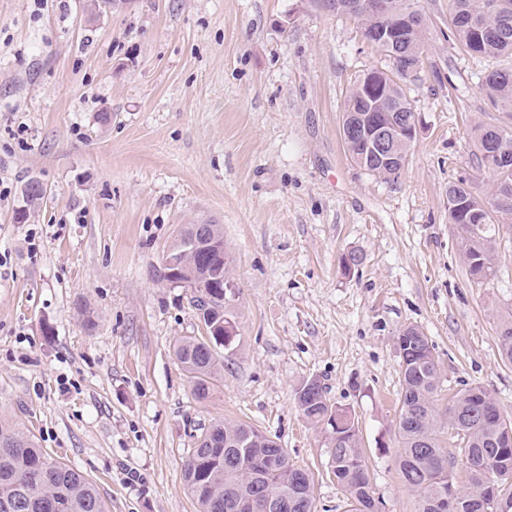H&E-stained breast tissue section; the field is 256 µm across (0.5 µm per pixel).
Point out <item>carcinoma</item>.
<instances>
[{"instance_id": "carcinoma-1", "label": "carcinoma", "mask_w": 512, "mask_h": 512, "mask_svg": "<svg viewBox=\"0 0 512 512\" xmlns=\"http://www.w3.org/2000/svg\"><path fill=\"white\" fill-rule=\"evenodd\" d=\"M448 0L454 37L471 54L496 58L512 56V0ZM395 11L419 14L413 37L396 49L388 69H371L349 89L342 138L361 169L395 180L404 169L411 140L396 144L397 159L367 151L359 133L347 134L358 117L374 112L397 118L395 108L411 107L404 73L409 57H420L428 27L416 0H392ZM481 90L501 112H512V69L493 68ZM474 145L481 168L492 179L490 195L465 180L448 186V204L457 200L471 215L469 222L448 209L455 226L460 254L470 275L480 281L495 273L496 226L512 219V128L478 127ZM207 235L218 241L210 255H186L183 263L203 260L217 267L222 279L207 289L216 322L224 318V303L236 296L230 261L222 249L224 233L207 225ZM501 359L512 365V314L498 324ZM399 357L401 397L396 420L399 439L398 469L405 486L418 496L417 512H438L434 504L451 500L456 512H512V419L504 415L495 397L482 386L458 391L445 413L437 407L443 379L433 345L413 324L400 329L395 340ZM188 375L193 393L208 397L213 381L224 371V342L211 337H184L173 346ZM295 400L312 423L328 427L332 448L331 472L346 494V512H377L378 504L362 448L358 421L351 411L331 403L319 380L303 382ZM458 445L465 459L466 480L456 477V456L442 446L441 437ZM181 478L199 512H315L311 473L293 463L288 452L261 430L244 423L219 420L201 434L186 457ZM0 512H109L95 485L71 466L50 459L27 434L0 422Z\"/></svg>"}]
</instances>
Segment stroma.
<instances>
[{
  "mask_svg": "<svg viewBox=\"0 0 512 512\" xmlns=\"http://www.w3.org/2000/svg\"><path fill=\"white\" fill-rule=\"evenodd\" d=\"M418 5L419 127L386 182L341 137L351 84L388 63L350 16L308 0H0V421L81 471L110 512H198L181 467L225 419L311 470L316 512H346L328 432L295 400L313 378L358 419L382 512H417L396 464L395 338L410 323L433 344L440 402L480 385L512 416L497 345L512 231L481 282L448 222L450 184L491 181L475 128L512 117L481 92L495 62L454 40L448 0ZM32 179L46 194L31 210ZM189 224L223 227L239 287L204 400L173 352L201 332L189 291L156 277Z\"/></svg>",
  "mask_w": 512,
  "mask_h": 512,
  "instance_id": "stroma-1",
  "label": "stroma"
}]
</instances>
